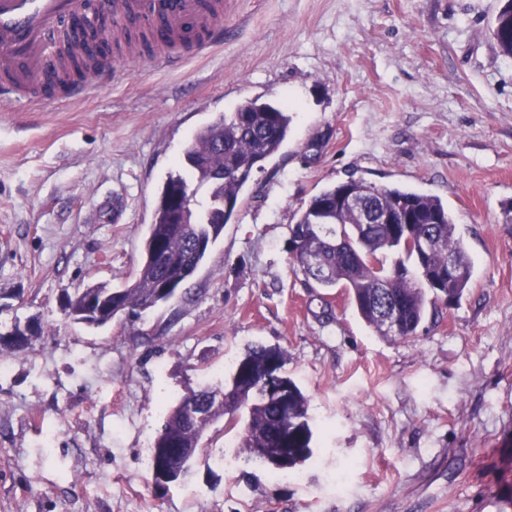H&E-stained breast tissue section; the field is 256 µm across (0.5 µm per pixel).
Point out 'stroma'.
I'll return each mask as SVG.
<instances>
[{
  "instance_id": "35a3bbf8",
  "label": "stroma",
  "mask_w": 512,
  "mask_h": 512,
  "mask_svg": "<svg viewBox=\"0 0 512 512\" xmlns=\"http://www.w3.org/2000/svg\"><path fill=\"white\" fill-rule=\"evenodd\" d=\"M502 0H227L224 37L170 66L113 60L97 94L0 107V329L41 332L0 377V512H512V58ZM289 102L288 137L167 303L93 327L64 315L130 285L169 175L217 115ZM441 199L474 273L392 342L344 289L294 271L289 226L348 178ZM286 354L308 398L305 483L230 473L239 429L167 488L162 408L220 387L247 348ZM504 4L489 24V32L499 51L512 58V0Z\"/></svg>"
}]
</instances>
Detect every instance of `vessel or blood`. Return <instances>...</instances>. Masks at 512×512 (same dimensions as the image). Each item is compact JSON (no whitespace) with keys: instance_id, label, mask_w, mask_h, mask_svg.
<instances>
[{"instance_id":"obj_1","label":"vessel or blood","mask_w":512,"mask_h":512,"mask_svg":"<svg viewBox=\"0 0 512 512\" xmlns=\"http://www.w3.org/2000/svg\"><path fill=\"white\" fill-rule=\"evenodd\" d=\"M86 9L85 0H0L1 103L54 101L95 89L105 66L99 57L76 82L55 81L67 50L59 34ZM98 9L117 21L106 35L110 42L122 38L124 22L150 23L157 58L169 64H179L183 53L202 52L222 35L224 0H99Z\"/></svg>"}]
</instances>
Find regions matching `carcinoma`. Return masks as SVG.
<instances>
[{"label": "carcinoma", "instance_id": "carcinoma-1", "mask_svg": "<svg viewBox=\"0 0 512 512\" xmlns=\"http://www.w3.org/2000/svg\"><path fill=\"white\" fill-rule=\"evenodd\" d=\"M489 32L499 51L512 58V0L503 6L489 24ZM291 117L285 107L255 99L247 102V111L222 114L199 131L184 151L189 178L171 176L161 196L181 190L197 197L207 192V202L187 216V223L171 224V211L156 210L145 241L143 264L133 284L113 291L104 287L87 288L68 300L65 313L73 320L90 326L108 324V313L96 301L112 295L113 308L130 313L145 312L169 293L159 289L177 287L198 269L210 247L223 233L225 224L236 215L240 193L255 169L274 156L288 137ZM364 193V200L376 209L398 208L415 223L409 231L389 224H358L351 213L339 211L338 198L345 188ZM424 236L433 248L417 251L413 237ZM293 266L322 288H345L350 303L361 320L381 333L378 306L393 305L400 322L394 341L416 336L428 306L448 297L459 302L472 278V263L457 232V224L448 207L432 195L398 186L368 184L350 180L336 183L312 196L303 206L295 224L290 226ZM167 252L165 261L155 258V250ZM453 258L460 276L448 280V258ZM37 335L28 326H14L0 333V355L25 349ZM282 366L285 353L276 347L255 346L234 363L232 376L251 375V396L242 400L231 392L226 401L213 402L209 388L187 392L178 404L165 413L163 424L151 449L150 472L158 486L178 479L164 467L180 469V460L170 448H191L194 458L207 455L201 433L186 416L189 404L210 416H235L246 403V418L237 458L241 467L267 466L260 448H277L288 437V447L299 448L302 460L313 453V431L309 423L308 400L291 378L284 382L291 389L288 412H282L261 395L260 379L268 362Z\"/></svg>", "mask_w": 512, "mask_h": 512}]
</instances>
